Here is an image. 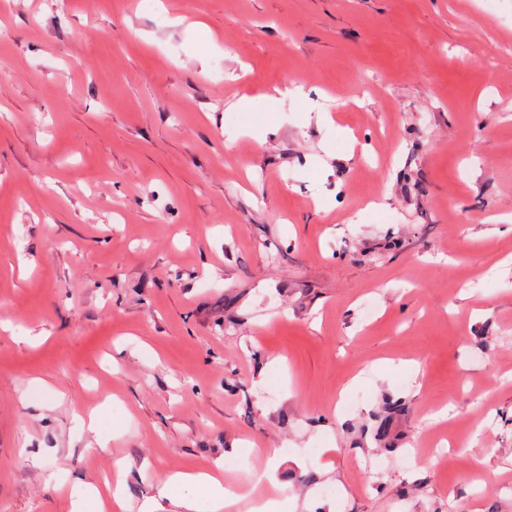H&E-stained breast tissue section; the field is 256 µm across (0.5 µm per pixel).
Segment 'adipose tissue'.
Here are the masks:
<instances>
[{"instance_id":"adipose-tissue-1","label":"adipose tissue","mask_w":512,"mask_h":512,"mask_svg":"<svg viewBox=\"0 0 512 512\" xmlns=\"http://www.w3.org/2000/svg\"><path fill=\"white\" fill-rule=\"evenodd\" d=\"M161 482L168 498L182 512H196V493L200 490L208 496L210 512H225L238 499L235 491L225 487L216 475L210 473L179 472L163 476Z\"/></svg>"}]
</instances>
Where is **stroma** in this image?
I'll return each mask as SVG.
<instances>
[{
  "label": "stroma",
  "instance_id": "stroma-1",
  "mask_svg": "<svg viewBox=\"0 0 512 512\" xmlns=\"http://www.w3.org/2000/svg\"><path fill=\"white\" fill-rule=\"evenodd\" d=\"M218 461L512 512V0H0V512Z\"/></svg>",
  "mask_w": 512,
  "mask_h": 512
}]
</instances>
